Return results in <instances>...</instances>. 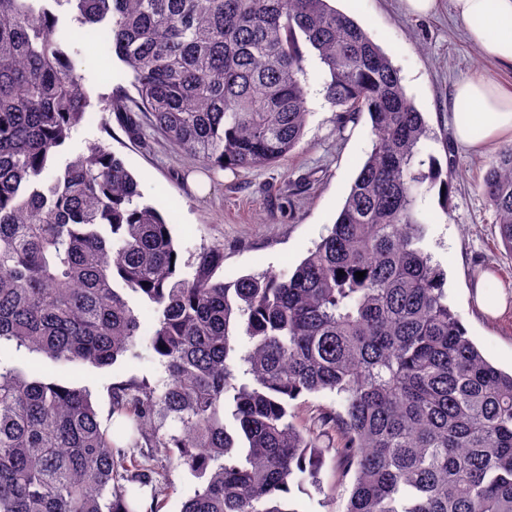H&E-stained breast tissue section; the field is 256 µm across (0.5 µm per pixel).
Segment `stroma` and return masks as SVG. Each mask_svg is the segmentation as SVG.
I'll list each match as a JSON object with an SVG mask.
<instances>
[{"label": "stroma", "instance_id": "1", "mask_svg": "<svg viewBox=\"0 0 512 512\" xmlns=\"http://www.w3.org/2000/svg\"><path fill=\"white\" fill-rule=\"evenodd\" d=\"M390 54L407 93L435 134L428 141L447 186L424 184L419 207L428 224L426 248L448 274V302L468 336L485 357L512 369V308L492 319L476 307L472 284L492 273L512 293V253L502 245L494 214L478 184L491 158L459 146L452 132L453 96L458 81L486 76L512 90V68L484 57L456 20L451 0H439L434 14H406L402 0H334ZM75 43V42H74ZM77 71L91 105L82 123L60 148L64 166L89 145L105 143L120 155L140 183L144 203L154 205L170 226L180 261L200 248L223 245L225 279L296 266L326 234L340 210L360 163L372 148L370 120L360 115L338 127L324 99L323 76L306 66L311 115L296 150L280 163L250 170L205 171L194 156L177 150L151 126L133 134L125 113H105L100 100L117 87H129L127 68L104 34L89 32L75 43ZM23 369L38 365L43 376L89 389L101 423H108L112 384L145 379L156 382L163 368L146 345L118 357L108 367H59L25 351L0 355ZM320 487H292L288 496L298 512H344L352 474L344 473L334 452L323 456Z\"/></svg>", "mask_w": 512, "mask_h": 512}]
</instances>
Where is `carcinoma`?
Instances as JSON below:
<instances>
[{
  "instance_id": "cac0c4a2",
  "label": "carcinoma",
  "mask_w": 512,
  "mask_h": 512,
  "mask_svg": "<svg viewBox=\"0 0 512 512\" xmlns=\"http://www.w3.org/2000/svg\"><path fill=\"white\" fill-rule=\"evenodd\" d=\"M63 5L131 74L135 94L102 111L137 131L147 114L214 170L297 147L314 60L342 123L371 121L328 235L276 274L217 278L221 245L182 272L120 156L97 144L55 169L90 105L56 37ZM431 137L391 57L331 0H0V352L109 366L142 338L129 290L153 306L166 373L111 386L104 427L87 390L0 363V512H138L147 490L161 512L180 467L204 478L181 512H298L283 495L320 484L323 439L354 473L345 512H512V372L467 335L426 250ZM480 187L512 253V143ZM323 391L336 406L298 428L292 402Z\"/></svg>"
}]
</instances>
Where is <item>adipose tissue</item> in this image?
Masks as SVG:
<instances>
[{
	"instance_id": "adipose-tissue-1",
	"label": "adipose tissue",
	"mask_w": 512,
	"mask_h": 512,
	"mask_svg": "<svg viewBox=\"0 0 512 512\" xmlns=\"http://www.w3.org/2000/svg\"><path fill=\"white\" fill-rule=\"evenodd\" d=\"M456 17L482 54L512 65V0H452ZM454 138L480 150L512 135V91L478 76L460 82L454 93Z\"/></svg>"
}]
</instances>
